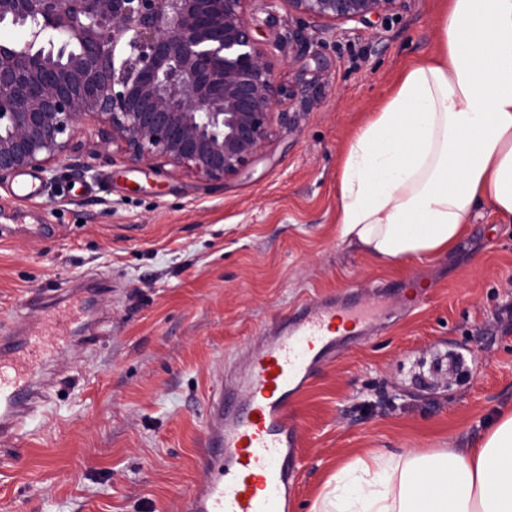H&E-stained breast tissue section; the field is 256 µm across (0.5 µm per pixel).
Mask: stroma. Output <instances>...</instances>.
I'll list each match as a JSON object with an SVG mask.
<instances>
[{"mask_svg":"<svg viewBox=\"0 0 512 512\" xmlns=\"http://www.w3.org/2000/svg\"><path fill=\"white\" fill-rule=\"evenodd\" d=\"M440 0L318 34L282 80L319 77L310 111L277 127L250 172L203 178L106 158L95 127L55 182L0 184V324H97L28 417L0 441V512H179L200 477L206 403L256 336L349 288L373 331L339 350L301 398L293 512L337 466L376 450L469 447L512 409V224L483 212L443 257L381 264L341 243L342 152L407 64L437 46ZM90 172H83V165ZM75 287L61 309H28Z\"/></svg>","mask_w":512,"mask_h":512,"instance_id":"stroma-1","label":"stroma"}]
</instances>
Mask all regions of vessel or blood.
<instances>
[{
	"instance_id": "b4317fda",
	"label": "vessel or blood",
	"mask_w": 512,
	"mask_h": 512,
	"mask_svg": "<svg viewBox=\"0 0 512 512\" xmlns=\"http://www.w3.org/2000/svg\"><path fill=\"white\" fill-rule=\"evenodd\" d=\"M343 321L360 335L372 326L368 310L356 305L340 312L320 301L289 312L250 353L242 382L211 394L201 476L181 512H289L302 441L292 408L317 369L335 358ZM73 341L62 327L47 342L23 319L0 336V440L17 435Z\"/></svg>"
}]
</instances>
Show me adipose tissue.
Listing matches in <instances>:
<instances>
[{
    "label": "adipose tissue",
    "instance_id": "1",
    "mask_svg": "<svg viewBox=\"0 0 512 512\" xmlns=\"http://www.w3.org/2000/svg\"><path fill=\"white\" fill-rule=\"evenodd\" d=\"M438 27L340 169L339 237L385 264L447 254L484 209L512 224V0H442ZM312 512H512V410L472 448L357 458Z\"/></svg>",
    "mask_w": 512,
    "mask_h": 512
}]
</instances>
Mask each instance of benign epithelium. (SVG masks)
Returning a JSON list of instances; mask_svg holds the SVG:
<instances>
[{"instance_id": "benign-epithelium-1", "label": "benign epithelium", "mask_w": 512, "mask_h": 512, "mask_svg": "<svg viewBox=\"0 0 512 512\" xmlns=\"http://www.w3.org/2000/svg\"><path fill=\"white\" fill-rule=\"evenodd\" d=\"M257 0H0V183L39 170L54 181L98 126L120 158L188 170L221 188L244 173L275 126L308 110L315 82L278 77L311 33L368 24L407 0H286L291 21L256 38Z\"/></svg>"}]
</instances>
